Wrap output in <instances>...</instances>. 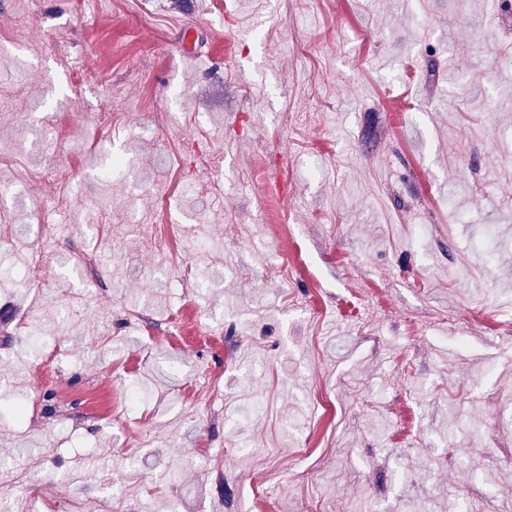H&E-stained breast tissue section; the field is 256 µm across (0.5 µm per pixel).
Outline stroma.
Returning a JSON list of instances; mask_svg holds the SVG:
<instances>
[{"label": "stroma", "mask_w": 512, "mask_h": 512, "mask_svg": "<svg viewBox=\"0 0 512 512\" xmlns=\"http://www.w3.org/2000/svg\"><path fill=\"white\" fill-rule=\"evenodd\" d=\"M1 149L0 512H512V10L0 0Z\"/></svg>", "instance_id": "1"}]
</instances>
